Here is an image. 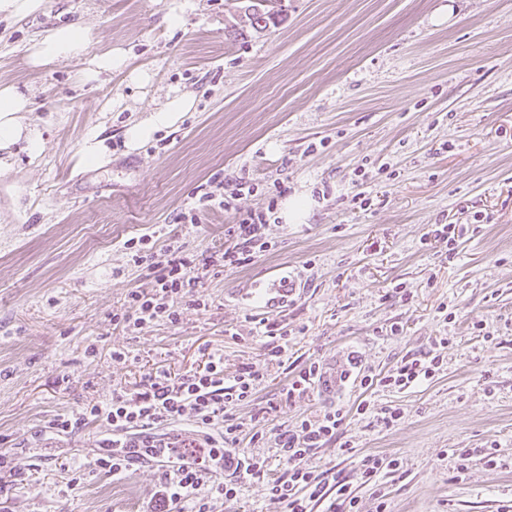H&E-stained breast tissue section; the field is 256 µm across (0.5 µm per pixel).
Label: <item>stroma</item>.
Listing matches in <instances>:
<instances>
[{
  "mask_svg": "<svg viewBox=\"0 0 512 512\" xmlns=\"http://www.w3.org/2000/svg\"><path fill=\"white\" fill-rule=\"evenodd\" d=\"M175 4L178 28L165 19ZM285 6L281 24L238 41L228 33L242 21L239 0H46L20 23L0 15V85L31 96L23 119L43 141L38 160L17 146L0 172V448L18 450L36 477L0 472L8 512H136L158 466L118 481L88 474L71 493L66 458L91 457L112 429L94 421L51 439L44 426L136 391L149 371L185 373L207 350L223 352L225 374L263 369L253 401L231 415L253 424L260 438L247 450L270 467L281 426L340 407L336 441L310 464L346 477L361 512H376L381 492L389 512H512V0ZM70 24L87 33L85 57L123 48L152 82L136 88L122 72L81 81L85 57L31 66L32 42ZM172 88L191 93L193 108L128 151L127 123ZM92 136L106 151L89 166ZM242 177L259 186L236 211L199 205L213 179ZM296 193L314 200L309 218L271 217L270 251L245 269L210 271L199 290L208 309L184 308L174 325L113 323L129 289L154 284L126 240L147 233L202 258L237 214ZM436 224L456 225L454 246L432 242ZM279 267L306 280L287 310L238 299ZM263 321L287 333L286 358L267 356ZM442 337L431 381L361 386ZM312 362L349 379L287 400ZM363 400L370 409L356 414ZM391 408L403 417L388 425ZM488 447L497 465L482 459ZM455 448L473 451L465 472ZM368 455L398 459L399 472L361 484ZM217 510L282 507L266 479L250 477Z\"/></svg>",
  "mask_w": 512,
  "mask_h": 512,
  "instance_id": "stroma-1",
  "label": "stroma"
}]
</instances>
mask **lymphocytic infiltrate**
Instances as JSON below:
<instances>
[{
	"instance_id": "f902f5d3",
	"label": "lymphocytic infiltrate",
	"mask_w": 512,
	"mask_h": 512,
	"mask_svg": "<svg viewBox=\"0 0 512 512\" xmlns=\"http://www.w3.org/2000/svg\"><path fill=\"white\" fill-rule=\"evenodd\" d=\"M269 219L267 212H250L226 225L223 250L200 263L172 245L157 250L151 235L128 239L125 247L133 263L146 266L155 285L150 293L138 289L127 293L120 322L138 329L159 320L175 324L183 307L205 308L196 290L209 267L243 269L269 251L271 244L265 236ZM440 365L437 355L407 359L384 376L382 383L407 388L433 379ZM263 379L262 370L253 365L225 375L223 355L211 352L202 367L175 377L147 375L138 391L114 394L105 404L88 403L73 414L55 415L46 430L62 436L89 422L104 421L117 436L93 454L87 463L90 470L120 479L136 465L155 463L162 475L143 512H215L221 500L237 496L238 478L267 475L266 462L241 447L243 440H256V432L246 423L225 420L228 408L252 401ZM344 419L342 409H332L302 417L277 431L275 441L284 469L268 475V483L272 500L287 512H312L318 503L325 505L326 512H359V500L346 480H325L309 464L314 449L335 441ZM179 420L195 422L203 428V435L173 442L151 437V430ZM219 423L224 426L220 434L208 433V426ZM128 430L136 433L139 446H127L124 433ZM222 470L232 473V480H218Z\"/></svg>"
}]
</instances>
